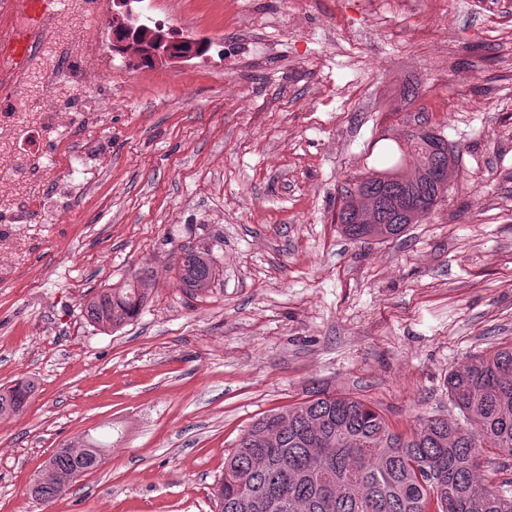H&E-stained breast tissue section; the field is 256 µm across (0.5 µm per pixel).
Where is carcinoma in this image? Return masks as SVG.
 Here are the masks:
<instances>
[{"mask_svg":"<svg viewBox=\"0 0 512 512\" xmlns=\"http://www.w3.org/2000/svg\"><path fill=\"white\" fill-rule=\"evenodd\" d=\"M420 80L406 68L395 73L381 97L408 109ZM457 166L458 154L441 134L422 127L392 147L378 165L347 190L336 214L353 241H389L431 213L448 194V181L433 182L431 166ZM177 282L189 292L212 286L216 270L209 249L188 245L175 259ZM148 293L144 281L103 288L84 303L87 319L116 330L135 319ZM448 396L463 417L451 422L425 417L409 435L391 429L385 416L363 401L322 391L284 409L288 426L273 429L257 419L225 458L215 491L218 512H512V489L476 478L483 449L512 456V345L476 355L448 375ZM34 389L19 382L0 392V416L23 414ZM86 455L64 443L49 458L54 476L33 489L49 502L65 486L61 479L98 466L94 440ZM279 498L268 509L241 506L242 496Z\"/></svg>","mask_w":512,"mask_h":512,"instance_id":"carcinoma-1","label":"carcinoma"}]
</instances>
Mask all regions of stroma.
Returning <instances> with one entry per match:
<instances>
[{
    "mask_svg": "<svg viewBox=\"0 0 512 512\" xmlns=\"http://www.w3.org/2000/svg\"><path fill=\"white\" fill-rule=\"evenodd\" d=\"M140 20L209 49L132 65L62 208L0 256V512H218L224 459L255 419L316 389L396 432L456 418L449 371L512 343V0H140ZM410 109L380 101L397 66ZM427 126L459 151L445 200L403 237L343 236L336 206L383 133ZM209 246L210 290L174 259ZM145 279L140 315L89 323L103 288ZM106 464L52 502L28 489L79 433ZM34 389L31 381L19 382L0 393V416L23 414Z\"/></svg>",
    "mask_w": 512,
    "mask_h": 512,
    "instance_id": "35a3bbf8",
    "label": "stroma"
}]
</instances>
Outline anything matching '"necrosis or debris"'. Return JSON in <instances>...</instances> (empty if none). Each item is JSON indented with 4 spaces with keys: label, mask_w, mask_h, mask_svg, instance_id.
<instances>
[{
    "label": "necrosis or debris",
    "mask_w": 512,
    "mask_h": 512,
    "mask_svg": "<svg viewBox=\"0 0 512 512\" xmlns=\"http://www.w3.org/2000/svg\"><path fill=\"white\" fill-rule=\"evenodd\" d=\"M20 18L0 24V97L13 100L0 110V222L29 223L47 206L49 187L64 188L84 160L60 161L39 142H70L96 128L101 114L93 89L96 72L87 60L104 61L89 0H59V7L30 33V53L17 63L10 52Z\"/></svg>",
    "instance_id": "obj_1"
}]
</instances>
